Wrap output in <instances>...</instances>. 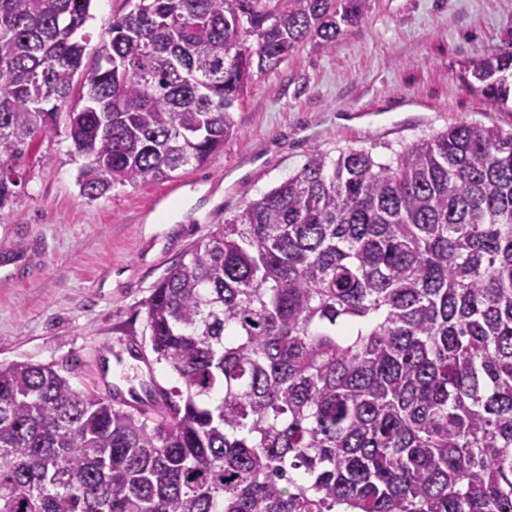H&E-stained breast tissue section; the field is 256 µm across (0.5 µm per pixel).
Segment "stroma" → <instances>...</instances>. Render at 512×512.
<instances>
[{
	"label": "stroma",
	"instance_id": "obj_1",
	"mask_svg": "<svg viewBox=\"0 0 512 512\" xmlns=\"http://www.w3.org/2000/svg\"><path fill=\"white\" fill-rule=\"evenodd\" d=\"M490 53H512V0H370L334 49L309 43L254 74L223 151L175 182L95 200L57 126L26 153L0 208V363L51 365L77 391L123 387L128 408H150L149 391L176 379L158 362L140 373L127 354L152 353L145 302L169 268L313 152L386 160L462 121L512 131V112L462 81Z\"/></svg>",
	"mask_w": 512,
	"mask_h": 512
}]
</instances>
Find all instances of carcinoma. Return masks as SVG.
<instances>
[{
    "mask_svg": "<svg viewBox=\"0 0 512 512\" xmlns=\"http://www.w3.org/2000/svg\"><path fill=\"white\" fill-rule=\"evenodd\" d=\"M367 2L135 0L92 55L91 0H0V206L62 115L89 200L204 163L252 68ZM470 74L508 108L512 54ZM145 307L155 413L0 364V512H512V132L313 153Z\"/></svg>",
    "mask_w": 512,
    "mask_h": 512,
    "instance_id": "carcinoma-1",
    "label": "carcinoma"
}]
</instances>
